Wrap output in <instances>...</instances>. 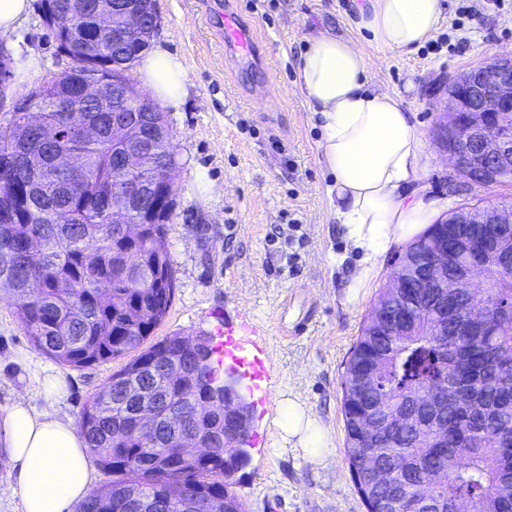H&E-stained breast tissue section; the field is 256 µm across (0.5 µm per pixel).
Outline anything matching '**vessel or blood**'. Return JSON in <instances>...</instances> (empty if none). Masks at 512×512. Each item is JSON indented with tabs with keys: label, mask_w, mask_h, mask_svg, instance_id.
Instances as JSON below:
<instances>
[{
	"label": "vessel or blood",
	"mask_w": 512,
	"mask_h": 512,
	"mask_svg": "<svg viewBox=\"0 0 512 512\" xmlns=\"http://www.w3.org/2000/svg\"><path fill=\"white\" fill-rule=\"evenodd\" d=\"M215 26L224 33V53L241 61L255 62L257 36L231 12L218 14ZM254 329L245 317L224 323V357L240 376L256 382L267 378L269 353L266 345L253 339Z\"/></svg>",
	"instance_id": "vessel-or-blood-1"
}]
</instances>
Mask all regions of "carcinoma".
<instances>
[{"label": "carcinoma", "mask_w": 512, "mask_h": 512, "mask_svg": "<svg viewBox=\"0 0 512 512\" xmlns=\"http://www.w3.org/2000/svg\"><path fill=\"white\" fill-rule=\"evenodd\" d=\"M46 2L58 46H69L76 34L93 41L96 54L92 61L77 58L74 67L21 97L43 113L52 135L31 122V113H11V136L0 140V287L8 286L33 346L65 366L135 353L82 407L81 434L111 480L89 492L76 512H137L139 500L164 512L171 483L185 489L184 512H206L214 501L233 512L240 501L234 477L248 465L238 449L183 464L163 421L149 434L136 432L141 409L160 417L175 405L186 411L187 433L212 436L224 429V411L199 415L194 408L208 392V381L194 377L195 366L215 355V346L204 342L184 351L164 339L144 347L174 296L167 226L175 190L160 177L177 153L165 113L138 111L123 86L125 71L150 46L151 36L137 48L121 30L124 14L142 4L109 0L116 28L99 33L100 0ZM89 67L104 78L94 98L80 89ZM124 120L137 125L146 146L135 175L155 184L152 198L164 199L155 218L127 220L145 222L135 240L112 222V167L127 152L112 125ZM34 236L41 246L31 252L26 242ZM430 237L427 230L406 247L409 273L424 266ZM380 295L409 312L410 321L388 336H372L364 325L353 347L343 385L355 397L342 398L349 466L388 469L386 483L370 490L377 500L394 491L408 499L426 491L444 512L455 500L474 504L475 512H512V276L496 267L481 297L467 292L451 303L439 293L422 294L414 307L384 290ZM481 302L489 316L474 326L466 310ZM439 326L448 328L446 350L432 336ZM360 365L375 372L382 389L357 390L353 373ZM445 387L451 398L421 406L419 399ZM366 410L379 421L401 423L392 443L362 447L358 422Z\"/></svg>", "instance_id": "carcinoma-1"}]
</instances>
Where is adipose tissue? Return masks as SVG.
Instances as JSON below:
<instances>
[{
	"label": "adipose tissue",
	"mask_w": 512,
	"mask_h": 512,
	"mask_svg": "<svg viewBox=\"0 0 512 512\" xmlns=\"http://www.w3.org/2000/svg\"><path fill=\"white\" fill-rule=\"evenodd\" d=\"M444 20L441 0H365L359 27L388 48L411 49L433 38ZM152 96L174 104L185 93V68L169 50L156 48L139 67ZM369 63L349 40L310 38L297 66V83L324 130L320 149L333 174L336 215L348 241L377 265L389 242L408 239L427 224L431 208L410 198L421 156V133L400 99L370 88ZM46 406L14 401L4 420L7 459L22 512H73L91 483L92 453L71 422L50 407L63 396L55 376L42 383ZM284 444L317 462L330 454L320 421L294 396L279 405Z\"/></svg>",
	"instance_id": "obj_1"
}]
</instances>
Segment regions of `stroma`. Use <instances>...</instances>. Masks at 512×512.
Listing matches in <instances>:
<instances>
[{
  "mask_svg": "<svg viewBox=\"0 0 512 512\" xmlns=\"http://www.w3.org/2000/svg\"><path fill=\"white\" fill-rule=\"evenodd\" d=\"M363 0H234L253 26L264 62L254 66L224 54L207 16V0H156L154 46L179 56L186 93L163 105L180 165L167 240L175 295L153 341L169 336H219L224 319L244 313L266 344L275 395L299 396L328 435L330 457L317 463L283 448L277 406L255 408L251 431L265 437L238 472L246 512H367L345 454L342 381L345 363L406 241L390 245L374 270L352 248L336 215L332 175L319 145L323 129L296 82L309 38L330 34L353 41L374 64L373 88L400 98L422 134L411 188L440 217L460 205L512 204V183L476 187L453 175L437 144L435 101L459 73L496 56L512 57V0H442L444 21L434 38L410 50L371 41L357 26ZM13 74L0 99V134L9 130L14 101L68 65L38 9L5 41ZM40 53L27 69L30 49ZM368 272L364 286L356 276ZM309 332L284 338L297 314ZM122 366L114 360L74 369L28 340L0 291V415L17 398L45 404L41 382L66 385L58 416L79 423L84 403Z\"/></svg>",
  "mask_w": 512,
  "mask_h": 512,
  "instance_id": "1",
  "label": "stroma"
}]
</instances>
